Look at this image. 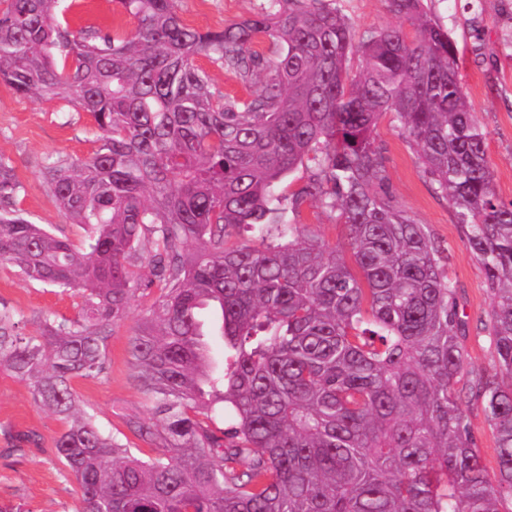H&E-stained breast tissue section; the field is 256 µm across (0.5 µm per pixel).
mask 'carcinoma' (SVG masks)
I'll use <instances>...</instances> for the list:
<instances>
[{
	"label": "carcinoma",
	"mask_w": 512,
	"mask_h": 512,
	"mask_svg": "<svg viewBox=\"0 0 512 512\" xmlns=\"http://www.w3.org/2000/svg\"><path fill=\"white\" fill-rule=\"evenodd\" d=\"M4 2L0 83L65 95L101 132L87 159L45 165L57 204L86 231L79 248L12 208L21 184L0 157V263L82 298L76 316L45 313L34 334L0 302V370L63 421L51 453L76 481L78 512H512V203L493 191L456 41L424 0H388L412 33L358 39L341 0H268L220 32L187 26L176 0H117L137 20L124 38L70 29L62 0ZM258 36L279 54L253 51ZM201 54L247 97L211 91ZM388 113L485 272L497 365L473 387L440 248L389 191L376 139ZM301 166L297 200L346 224L354 265L313 225L282 222L277 188ZM241 226L288 242L226 245ZM144 239L146 274L135 269ZM153 288L128 336L152 423L125 422L164 445L145 461L99 430L72 382L108 373L115 327ZM206 309L224 342L220 372ZM469 390L496 433L494 482ZM221 403L236 423L218 434L203 417Z\"/></svg>",
	"instance_id": "obj_1"
}]
</instances>
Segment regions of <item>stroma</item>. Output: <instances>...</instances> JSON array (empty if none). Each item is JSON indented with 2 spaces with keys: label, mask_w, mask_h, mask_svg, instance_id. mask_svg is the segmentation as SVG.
Segmentation results:
<instances>
[{
  "label": "stroma",
  "mask_w": 512,
  "mask_h": 512,
  "mask_svg": "<svg viewBox=\"0 0 512 512\" xmlns=\"http://www.w3.org/2000/svg\"><path fill=\"white\" fill-rule=\"evenodd\" d=\"M267 0H177L183 21L201 31L254 16ZM356 34L399 25L387 0H342ZM434 18L450 30L460 49L459 73L472 110L487 132V157L497 198L512 202V52L505 42L512 38V0H432ZM70 28L93 26L113 35L134 32L137 21L115 0H71L64 13ZM98 130L91 118L76 111L66 96L51 101L21 97L0 84V156L10 159L22 189L15 200L32 223L53 234L81 244L79 225L61 211L44 175L47 158L71 162L87 158L96 148ZM377 139L384 148L390 191L397 204L442 248L440 265L456 283L459 313L469 324L465 342V374L476 379L496 365L494 346L484 328L491 308L485 272L475 259L449 202L436 193L424 173L413 146L397 132L391 116L377 125ZM291 224L313 225L321 239L351 257L348 231L312 201L287 210ZM0 301L21 314L27 329L52 311L74 316L79 296L22 279L15 268L0 265ZM154 296L137 298L127 320L109 341L110 369L100 378H78L73 387L85 409L94 414L100 430L128 444L134 455H158L161 442L134 436L124 417L148 418V406L131 379L127 338L154 303ZM64 424L39 409L27 384L0 373V503L19 504L25 512H77V485L65 476L52 456V441Z\"/></svg>",
  "instance_id": "35a3bbf8"
}]
</instances>
